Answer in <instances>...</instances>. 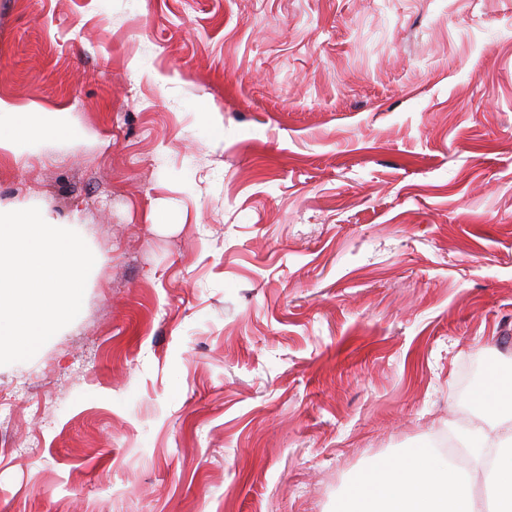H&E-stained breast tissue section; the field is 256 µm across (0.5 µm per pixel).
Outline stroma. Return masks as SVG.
Returning a JSON list of instances; mask_svg holds the SVG:
<instances>
[{
	"instance_id": "35a3bbf8",
	"label": "stroma",
	"mask_w": 512,
	"mask_h": 512,
	"mask_svg": "<svg viewBox=\"0 0 512 512\" xmlns=\"http://www.w3.org/2000/svg\"><path fill=\"white\" fill-rule=\"evenodd\" d=\"M0 97L70 129L0 211L95 256L0 512H332L512 365V0H0Z\"/></svg>"
}]
</instances>
